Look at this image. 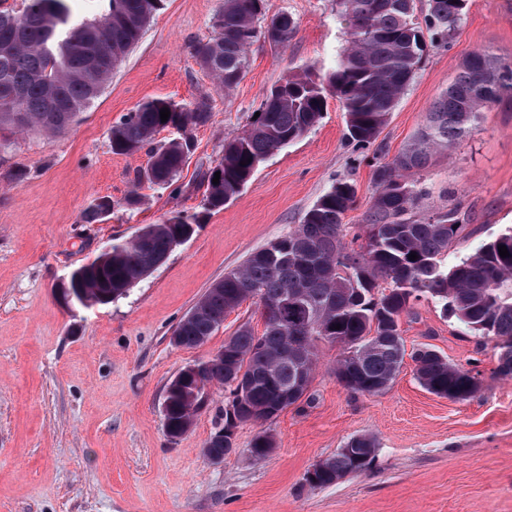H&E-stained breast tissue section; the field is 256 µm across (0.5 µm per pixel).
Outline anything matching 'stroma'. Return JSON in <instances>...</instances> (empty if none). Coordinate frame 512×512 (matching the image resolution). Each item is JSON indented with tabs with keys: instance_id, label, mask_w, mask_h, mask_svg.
<instances>
[{
	"instance_id": "35a3bbf8",
	"label": "stroma",
	"mask_w": 512,
	"mask_h": 512,
	"mask_svg": "<svg viewBox=\"0 0 512 512\" xmlns=\"http://www.w3.org/2000/svg\"><path fill=\"white\" fill-rule=\"evenodd\" d=\"M224 0H164L137 45L79 122L55 136L7 135L0 146V512H512V380L494 376L493 342L465 332L423 297L400 328L407 348L426 344L478 373L482 390L453 402L426 391L412 364L375 396L354 395L336 379V346H320L308 401L275 420L240 424L223 464L202 450L224 410L210 390L191 429L169 441L163 399L186 365L206 360L243 323L262 332L252 301L195 348L170 337L215 280L299 224L336 180L354 183L356 206L344 218L352 248L365 242L375 162H387L417 135L440 93L468 55L512 59V0H468L447 45L431 46L376 142L359 150L346 137L336 99L317 126L268 157L219 210H205L201 168L218 160L225 138L247 129L269 90L291 76L320 80L346 40L336 0H266L297 29L287 46L257 41L231 92L218 90L194 47L213 34ZM166 97L206 103L208 122L169 188L136 186L145 153H113L109 130L140 102ZM423 218L456 211L463 228L445 257L452 265L512 229V101L481 112L465 138L434 154L417 176ZM142 198L95 224L81 213L98 199ZM199 226L165 262L111 303L64 306L57 290L106 244L125 241L172 213ZM275 450L251 456L258 432ZM369 434L371 469L312 489L305 473L348 439Z\"/></svg>"
}]
</instances>
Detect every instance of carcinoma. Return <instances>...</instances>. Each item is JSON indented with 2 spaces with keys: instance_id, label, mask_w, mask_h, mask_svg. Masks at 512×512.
Masks as SVG:
<instances>
[{
  "instance_id": "cac0c4a2",
  "label": "carcinoma",
  "mask_w": 512,
  "mask_h": 512,
  "mask_svg": "<svg viewBox=\"0 0 512 512\" xmlns=\"http://www.w3.org/2000/svg\"><path fill=\"white\" fill-rule=\"evenodd\" d=\"M92 19L73 18L70 0H20L0 8V131L61 134L80 120L112 73L139 42L162 0H107ZM266 0H224L215 32L196 48L214 85L232 90L242 79L250 48L261 37L285 47L295 33L286 14L266 18ZM347 25L346 46L335 66L317 83L288 78L266 95L247 130L224 142L217 163L201 172L204 207L219 210L251 180L269 156L301 139L323 118L328 97L347 117L349 140L360 149L372 145L410 81L420 69L425 39L446 44L460 26L466 0H427L423 17L415 0H338ZM512 95V60L476 53L461 65L433 103L424 127L391 161L375 169L376 191L365 216L367 243L360 251L344 242L343 218L356 203V187L338 180L302 217L301 224L248 255L237 268L211 284L174 330L177 346L204 344L218 322L248 299L261 309L264 330L244 324L224 342V358L209 361L205 378L224 389V451L234 447L237 427L270 421L306 396L282 400L305 374L312 382L321 342L336 344V379L350 393L385 392L410 358L419 383L453 401L472 398L482 380L470 370L422 346L407 351L400 319L421 296L437 300L464 327L495 341L499 379H512V232L484 243L448 267L443 258L457 236L456 212L416 218L421 193L414 176L431 155L471 132L480 112ZM168 109L167 121L160 110ZM206 104H179L156 97L138 104L110 129L112 152L149 156L137 184L168 188L193 150V131L209 120ZM175 136L156 140L163 130ZM246 165H240V162ZM218 184H213L215 173ZM106 203L84 211L82 221L106 217ZM194 217L179 212L160 224L142 227L131 239L111 244L69 277L74 302L117 299L162 265L180 238L195 232ZM506 246L509 256L499 255ZM414 253L417 259H409ZM387 287L379 289V281ZM340 329H335V325ZM243 377H238V373ZM190 385L169 390L171 429L186 433L196 413L188 400ZM275 447L272 435L250 443L257 459ZM324 460L311 488L336 484L368 470L376 442L369 435L348 440Z\"/></svg>"
}]
</instances>
